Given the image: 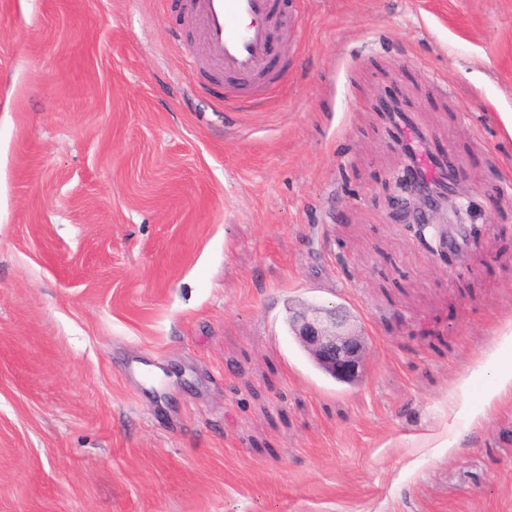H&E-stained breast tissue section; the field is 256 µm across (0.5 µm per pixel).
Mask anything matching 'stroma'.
<instances>
[{"instance_id":"1","label":"stroma","mask_w":512,"mask_h":512,"mask_svg":"<svg viewBox=\"0 0 512 512\" xmlns=\"http://www.w3.org/2000/svg\"><path fill=\"white\" fill-rule=\"evenodd\" d=\"M192 0H0V512H512V0H281L261 99ZM463 168L478 232L391 219ZM342 305L354 384L289 309ZM452 448H445V441ZM396 204L392 209V218L398 224H404L414 236L433 255L447 260L448 254L460 256L461 246L453 247V240L448 235V224H436L433 217L440 207L451 199L432 197L425 195L419 175L416 171L407 167L404 175L399 176L394 182ZM490 374L484 393L483 408L492 406L502 395L512 394V361L500 360Z\"/></svg>"}]
</instances>
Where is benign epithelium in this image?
I'll return each instance as SVG.
<instances>
[{
  "instance_id": "1",
  "label": "benign epithelium",
  "mask_w": 512,
  "mask_h": 512,
  "mask_svg": "<svg viewBox=\"0 0 512 512\" xmlns=\"http://www.w3.org/2000/svg\"><path fill=\"white\" fill-rule=\"evenodd\" d=\"M394 191V221L412 231L433 256L446 260L450 253L458 255L461 247H453L448 225L433 221L446 199L425 195L411 167L395 180ZM289 322L298 342L332 377L353 381L360 376L366 353L364 336L340 308L309 305L291 311Z\"/></svg>"
}]
</instances>
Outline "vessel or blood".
<instances>
[{
    "mask_svg": "<svg viewBox=\"0 0 512 512\" xmlns=\"http://www.w3.org/2000/svg\"><path fill=\"white\" fill-rule=\"evenodd\" d=\"M192 9L225 74L257 97L277 85L267 67L270 31L281 17L275 0H194Z\"/></svg>",
    "mask_w": 512,
    "mask_h": 512,
    "instance_id": "1",
    "label": "vessel or blood"
}]
</instances>
